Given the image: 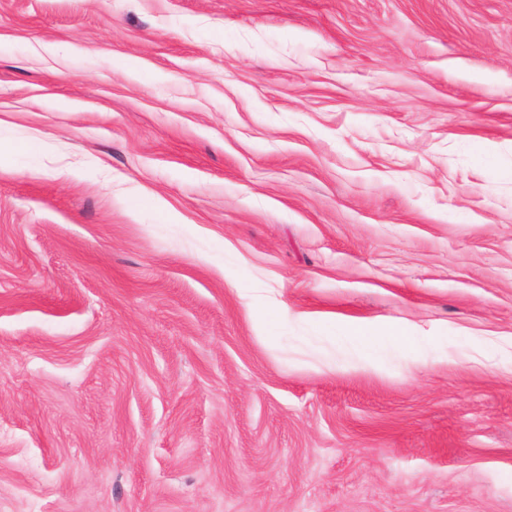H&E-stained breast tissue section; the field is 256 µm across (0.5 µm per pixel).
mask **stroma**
<instances>
[{"label":"stroma","mask_w":512,"mask_h":512,"mask_svg":"<svg viewBox=\"0 0 512 512\" xmlns=\"http://www.w3.org/2000/svg\"><path fill=\"white\" fill-rule=\"evenodd\" d=\"M0 146V512H512V0H0Z\"/></svg>","instance_id":"35a3bbf8"}]
</instances>
